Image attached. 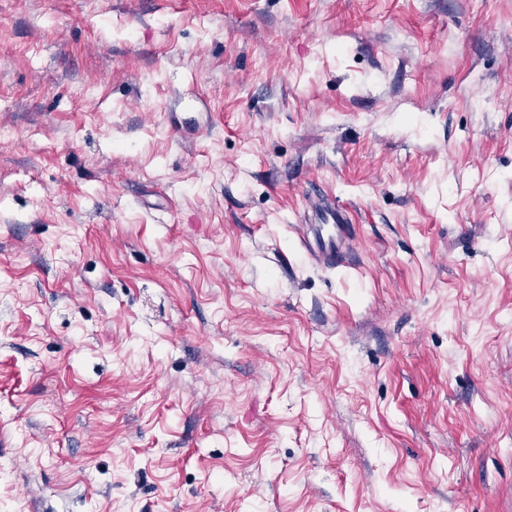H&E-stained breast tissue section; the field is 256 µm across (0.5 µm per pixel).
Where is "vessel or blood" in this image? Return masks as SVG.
<instances>
[{
    "mask_svg": "<svg viewBox=\"0 0 512 512\" xmlns=\"http://www.w3.org/2000/svg\"><path fill=\"white\" fill-rule=\"evenodd\" d=\"M308 220L299 236L306 254L326 268L348 265L354 236L347 208L332 199L319 197L310 202Z\"/></svg>",
    "mask_w": 512,
    "mask_h": 512,
    "instance_id": "obj_1",
    "label": "vessel or blood"
}]
</instances>
